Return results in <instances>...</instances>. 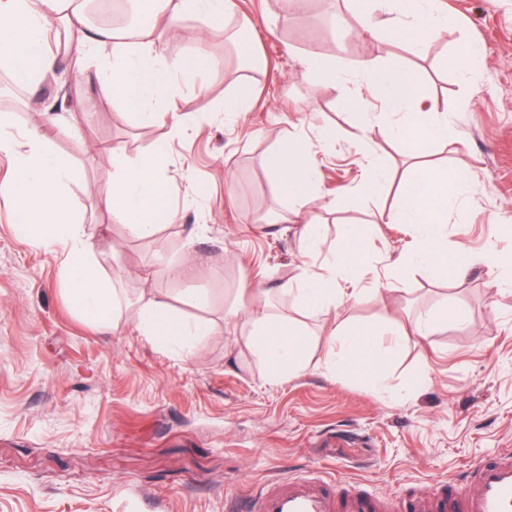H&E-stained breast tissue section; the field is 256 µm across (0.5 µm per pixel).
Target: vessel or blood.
Instances as JSON below:
<instances>
[{
	"instance_id": "1",
	"label": "vessel or blood",
	"mask_w": 512,
	"mask_h": 512,
	"mask_svg": "<svg viewBox=\"0 0 512 512\" xmlns=\"http://www.w3.org/2000/svg\"><path fill=\"white\" fill-rule=\"evenodd\" d=\"M245 512H512V448L467 465L462 483L380 498L339 480L291 475L259 485Z\"/></svg>"
}]
</instances>
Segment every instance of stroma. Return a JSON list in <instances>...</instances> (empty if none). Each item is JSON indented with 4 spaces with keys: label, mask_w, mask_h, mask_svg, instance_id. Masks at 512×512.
Masks as SVG:
<instances>
[{
    "label": "stroma",
    "mask_w": 512,
    "mask_h": 512,
    "mask_svg": "<svg viewBox=\"0 0 512 512\" xmlns=\"http://www.w3.org/2000/svg\"><path fill=\"white\" fill-rule=\"evenodd\" d=\"M236 2L238 17L254 22L268 72L227 62L178 74L179 134L103 101L93 71H75L74 35L56 76L20 90L28 107L12 113L13 130L38 127L77 169L70 196L122 305L109 327L85 318L70 301L62 254L20 232L13 201L0 195V512H227V498L300 471L327 472L384 497L460 478L467 464L512 448V273L503 268L491 278L483 263L460 280L399 273L396 261L417 246L415 225L385 224L369 234L358 303L310 316L293 297H272L309 336L311 364L299 374L270 381L252 355L249 326L225 319L226 308L246 303L241 282L294 279L304 260L330 259L345 225L372 224L394 202L360 190L364 115L339 90L317 86L299 61L313 49L380 61L387 45L342 27L347 0H307L301 19L283 0ZM439 3L448 26L433 35L432 52L401 51L424 96L447 103L452 119L447 141L429 145L425 160L470 174L462 203L448 215L449 241L473 255L496 245L505 265L512 261V235L503 232L512 227V0ZM182 27L163 42L167 60L191 54L201 30L208 49L223 54V30L193 16ZM468 41L482 56L464 77L458 67ZM238 82L253 85L255 101L231 121L224 96ZM45 106L64 123H42ZM285 135L307 139L320 167L309 216L321 248L309 258L300 225L260 219L285 206L262 163ZM161 141L169 145L164 178L179 219L135 240L98 204L113 168L96 148L114 143L138 155ZM228 173L238 184L231 196ZM191 182L200 195L188 192ZM159 257L195 259L205 274L190 285L161 273L143 281ZM147 286L177 316L208 321V335L185 351L140 336L135 307ZM188 291L196 304L180 303ZM447 303L463 309L466 322L410 337L378 379L327 366L337 323L388 331Z\"/></svg>",
    "instance_id": "35a3bbf8"
}]
</instances>
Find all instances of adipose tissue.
<instances>
[{
	"label": "adipose tissue",
	"instance_id": "ef3b65f1",
	"mask_svg": "<svg viewBox=\"0 0 512 512\" xmlns=\"http://www.w3.org/2000/svg\"><path fill=\"white\" fill-rule=\"evenodd\" d=\"M140 6L149 16V25L129 41L112 28H90L84 0H0V65L10 69L15 80L26 86L55 75L60 54L48 48L46 42L58 21L65 31L83 34L84 54L111 49V59L101 65L103 98L118 101L146 125L177 121L176 112L162 110L177 94L174 72L208 70L217 66L218 60L201 48L169 62L159 52L158 41L162 34L180 33V21L188 15L202 16L213 27L223 24L233 16L235 2L141 0ZM349 11V23L358 34L420 53L427 50L433 33L443 22L433 0H395L396 16L392 19L380 18L373 0H349ZM301 64L320 84L340 86L350 105L369 110L368 124L360 129V138L371 153L362 184L368 195L384 194L390 177L384 151L369 136L370 126L386 127L388 139L413 141L421 148L447 140V110L438 102L425 100L415 71L395 52L381 63H350L313 51ZM99 152L115 167L111 183L98 195L99 205L111 213L113 222L124 225L131 238L154 237L160 220L173 218L162 179L166 144H158L146 155L130 156L110 143L101 145ZM0 154L10 156L14 162V177L0 184V195L13 200L22 220L21 231L45 248L61 249L63 273L73 303L90 319L108 324L119 299L100 272L93 245L68 194L78 171L45 144L37 129L16 135L3 116ZM263 163L288 203L287 209L276 212L275 223L301 225L307 252L315 254L321 242L320 229L308 223L306 214L318 197L320 171L310 144L301 138L282 141L266 153ZM469 180V175L460 169L417 166L412 178L402 186L396 206L381 213L380 223L412 224L418 230V243L407 266L437 276L461 278L474 264L473 256L448 240V214ZM364 238L359 226H346L332 261L320 266L305 265L296 279L280 283L276 291L296 296L301 306L311 311L328 312L357 301L364 272L360 263ZM242 289L251 296L246 320L253 335L254 357L279 379L306 369L309 359L305 333L298 331L287 316L271 311L269 289L253 283L243 284ZM464 321L462 309L440 307L413 322L411 329L393 332L389 349L397 351L410 336L431 335L442 324ZM136 328L140 335L161 336L172 343L208 331L207 323L176 319L169 304L151 292L142 293L139 299ZM380 334L379 328L367 324L337 326L333 336L340 350L331 356V366L339 369L355 363L372 377H379L384 363Z\"/></svg>",
	"mask_w": 512,
	"mask_h": 512
}]
</instances>
